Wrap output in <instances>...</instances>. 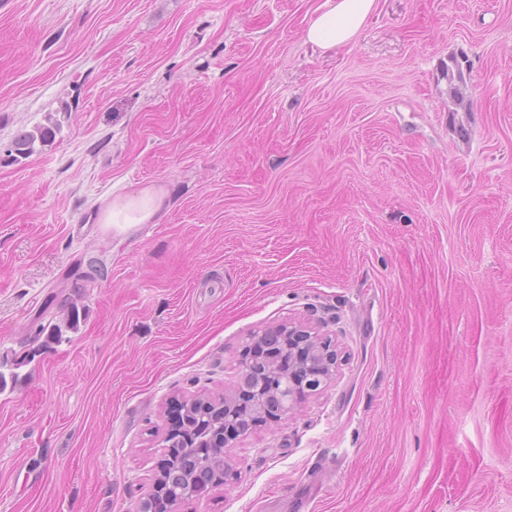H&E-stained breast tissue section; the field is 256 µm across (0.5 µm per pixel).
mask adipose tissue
Masks as SVG:
<instances>
[{"label": "adipose tissue", "instance_id": "adipose-tissue-1", "mask_svg": "<svg viewBox=\"0 0 512 512\" xmlns=\"http://www.w3.org/2000/svg\"><path fill=\"white\" fill-rule=\"evenodd\" d=\"M376 0H326L312 20L306 38L320 49L328 50L350 43L373 11ZM164 206V196L145 188L113 198L99 214V221L121 233L157 220Z\"/></svg>", "mask_w": 512, "mask_h": 512}]
</instances>
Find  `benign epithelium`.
Segmentation results:
<instances>
[{"instance_id": "1", "label": "benign epithelium", "mask_w": 512, "mask_h": 512, "mask_svg": "<svg viewBox=\"0 0 512 512\" xmlns=\"http://www.w3.org/2000/svg\"><path fill=\"white\" fill-rule=\"evenodd\" d=\"M337 360L331 339L288 322L250 335L241 375L221 398L192 396L183 402L202 411L208 406L224 411L228 438L242 411L252 418V426L289 418L300 407L304 392L322 389L336 375Z\"/></svg>"}]
</instances>
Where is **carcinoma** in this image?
I'll return each instance as SVG.
<instances>
[{
    "instance_id": "1",
    "label": "carcinoma",
    "mask_w": 512,
    "mask_h": 512,
    "mask_svg": "<svg viewBox=\"0 0 512 512\" xmlns=\"http://www.w3.org/2000/svg\"><path fill=\"white\" fill-rule=\"evenodd\" d=\"M463 62L454 58L448 67V84L456 105L465 109L468 99L463 95L460 84L463 83ZM59 125L53 123L47 126L36 127L17 135L12 141L9 150L12 160L22 162L36 152V145L46 144L55 138ZM73 274L87 283L104 279L107 276L106 268L95 260L87 264V270L76 267ZM59 322L42 323L47 311H41L37 316V335L49 334L50 338L58 341L63 336V329L75 330L80 323V310L77 302L69 299L63 300L60 307ZM193 428L188 432L176 427L170 431L168 440L173 442L171 460L162 480L156 485V491L151 498L141 504L140 512H158L160 503L168 507L176 506L184 501L185 488L193 483L198 493L219 483L224 476V449L214 446L218 434L224 429V418L221 413L208 415V419H198L199 407L188 409Z\"/></svg>"
}]
</instances>
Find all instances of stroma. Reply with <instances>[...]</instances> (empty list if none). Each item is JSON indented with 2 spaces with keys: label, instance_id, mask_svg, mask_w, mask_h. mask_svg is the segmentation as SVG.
I'll use <instances>...</instances> for the list:
<instances>
[{
  "label": "stroma",
  "instance_id": "1",
  "mask_svg": "<svg viewBox=\"0 0 512 512\" xmlns=\"http://www.w3.org/2000/svg\"><path fill=\"white\" fill-rule=\"evenodd\" d=\"M324 2L0 0V512H138L168 400L290 317L335 380L175 512H512V0H376L328 51ZM144 187L158 223H99ZM451 63V66L448 65V84L456 105L466 110L468 106V99L463 95L460 88L461 86L455 84V82H458L463 85V62L455 58L451 60ZM58 129V123L51 122V125L35 127L34 130L18 134L12 141L9 155L12 156L13 161L18 163L26 160L36 152L37 143L43 146L50 143L55 138ZM59 306H61L59 323L52 324V321L48 319L47 324H43L42 320L45 319L47 310H43L38 314L36 319L39 324L36 336H42L48 329H50L48 336H50L52 340L58 341L63 336V326L69 330H76L78 328L80 323V310L77 302L72 299L69 300V297H67Z\"/></svg>",
  "mask_w": 512,
  "mask_h": 512
}]
</instances>
